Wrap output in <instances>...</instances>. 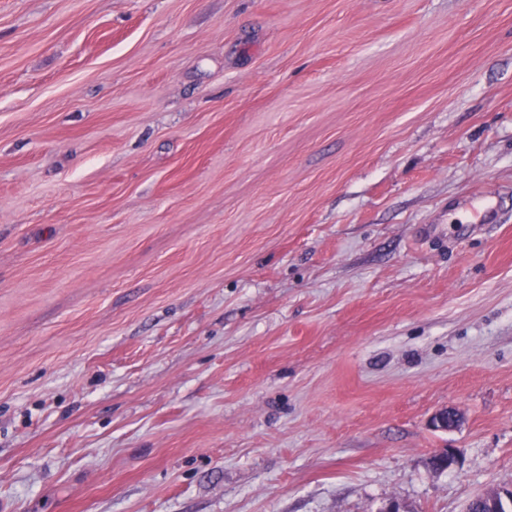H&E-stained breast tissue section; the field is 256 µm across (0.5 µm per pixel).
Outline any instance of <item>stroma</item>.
I'll use <instances>...</instances> for the list:
<instances>
[{
    "instance_id": "35a3bbf8",
    "label": "stroma",
    "mask_w": 512,
    "mask_h": 512,
    "mask_svg": "<svg viewBox=\"0 0 512 512\" xmlns=\"http://www.w3.org/2000/svg\"><path fill=\"white\" fill-rule=\"evenodd\" d=\"M501 487L512 0H0V512Z\"/></svg>"
}]
</instances>
